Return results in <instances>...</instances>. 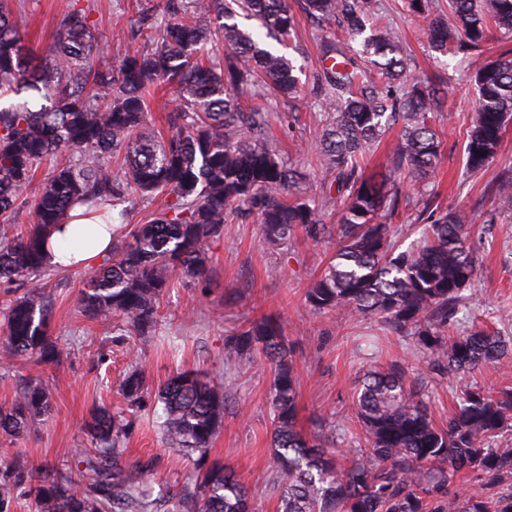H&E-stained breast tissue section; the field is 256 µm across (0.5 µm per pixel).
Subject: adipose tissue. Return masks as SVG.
I'll return each instance as SVG.
<instances>
[{
	"label": "adipose tissue",
	"mask_w": 512,
	"mask_h": 512,
	"mask_svg": "<svg viewBox=\"0 0 512 512\" xmlns=\"http://www.w3.org/2000/svg\"><path fill=\"white\" fill-rule=\"evenodd\" d=\"M112 242V227L84 217L82 208H75L72 220L53 229L47 258L53 265L89 268L106 254Z\"/></svg>",
	"instance_id": "ef3b65f1"
}]
</instances>
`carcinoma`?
Here are the masks:
<instances>
[{
  "label": "carcinoma",
  "instance_id": "cac0c4a2",
  "mask_svg": "<svg viewBox=\"0 0 512 512\" xmlns=\"http://www.w3.org/2000/svg\"><path fill=\"white\" fill-rule=\"evenodd\" d=\"M426 17L429 48L441 56L483 50L495 35L512 38V0H448L453 20L430 16V0H406ZM24 0H0V97L22 101L0 107V285L7 284L3 337L8 358L55 371L54 382L13 376V397L0 407V435L17 437L52 410L53 389L66 372L67 353L50 332L49 292L18 294L21 281L46 272L52 229L77 204L102 219L132 198L165 197L164 207L112 239L109 256L84 284L80 313L124 321L126 340L155 332L164 295L183 275L204 281L210 243L228 218L256 215L267 242L298 237L321 241L323 202L290 195L307 179L283 162L266 136L271 101L247 95L260 82L291 97L300 91L292 59L271 48L291 36L288 0H167L168 19L154 24L141 9L143 43L114 61L96 38L90 13L73 8L53 44L36 54L18 24ZM318 20H339L360 54L337 43L323 52L318 76L329 117L316 142L325 188L342 205L336 250L305 292L317 310H345L376 318L415 341L429 372L452 384L488 364L512 366V340L483 330H450L464 291L476 274L467 245L474 217L463 208L429 211L419 245L397 251L392 225L406 189L430 178L443 148L432 114L447 91L411 75L395 31L375 20L376 0H303ZM256 22L247 30L237 18ZM478 90L463 150L465 169L480 173L498 153L512 120V51L473 74ZM171 90L168 133L147 123L150 98ZM400 125L387 154L388 171L368 174L364 157ZM56 158L37 193L24 190L43 163ZM500 210L512 211V173L491 189ZM27 212L19 231L14 219ZM16 288H11V285ZM257 352L273 376L271 441L280 474L279 512H512V448L494 439L512 431V388L469 386L457 396L448 422L438 424L423 400V382L399 364L369 369L353 394L354 418L366 453L338 467L330 452L297 427V374L278 323L264 316L226 339L224 353L238 368ZM145 362L134 357L122 380L124 407L94 412L86 431L91 448L78 454L84 468L68 473L17 455L0 462V512H251L247 487L207 453L231 406L229 390L194 369L152 387ZM152 413L172 447L197 456L189 482L175 488L148 481L151 464L130 466L120 444L139 417ZM473 475L503 485L487 498L456 479Z\"/></svg>",
  "mask_w": 512,
  "mask_h": 512
}]
</instances>
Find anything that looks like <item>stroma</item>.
Listing matches in <instances>:
<instances>
[{"instance_id": "1", "label": "stroma", "mask_w": 512, "mask_h": 512, "mask_svg": "<svg viewBox=\"0 0 512 512\" xmlns=\"http://www.w3.org/2000/svg\"><path fill=\"white\" fill-rule=\"evenodd\" d=\"M288 2L296 22L289 56L301 70V92L294 99L272 100L268 132L283 160L309 173L295 196L318 199L323 195V174L315 143L325 107L315 88L316 75L322 65L323 42L344 41L345 33L338 25L307 17L301 0ZM81 3L91 10L98 41L110 45L113 56H122L133 44L136 0ZM71 4L72 0H26L21 25L28 44L46 51ZM381 7L383 21L399 35L410 72L448 90L441 111L434 115L443 160L427 185L438 192L441 207H470L477 216L469 227L471 248L478 259L477 277L455 329L466 332L480 327L512 336V212L496 210L483 195L487 185L512 167V122L505 127L497 157L479 174L467 173L462 162L477 95L471 76L496 59L500 49L495 46L464 58L440 56L426 43L422 19L403 10L402 0H381ZM334 247L331 239L270 245L252 215L225 224L211 245L206 283L182 278L161 303L164 318L155 338L139 346L152 384L163 382L176 369L195 368L231 387L239 407L225 412L208 458L232 466L241 475L256 512H277L274 484L278 475L271 462L272 373L266 367L240 372L224 359L227 337L245 321L271 316L287 336L299 374L298 426L304 434H327L330 420L348 419L347 429L330 436L328 442L339 450L341 466H349L362 446L358 426L349 416L354 385L370 366L398 363L410 376L424 378V399L436 420H445L454 408L447 382L429 378L411 338L387 330L377 319L355 318L341 310L319 312L306 303L305 290L321 273ZM89 274V269L74 268L39 282L25 281L24 290L55 291L51 330L68 350L69 366L54 394L50 415L20 437H0V452L19 451L31 461L71 470L76 455L90 445L83 432L90 414L100 407L121 405L118 386L129 357L119 329L88 320L79 312L80 291ZM125 459L131 465L152 461L150 478L164 485L182 484L192 468L187 457L169 448L157 424L148 418L140 420Z\"/></svg>"}]
</instances>
